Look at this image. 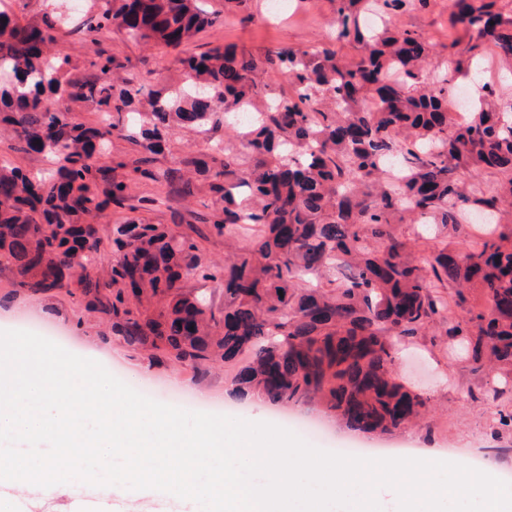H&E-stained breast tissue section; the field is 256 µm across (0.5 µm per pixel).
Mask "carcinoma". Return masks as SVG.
<instances>
[{"mask_svg":"<svg viewBox=\"0 0 512 512\" xmlns=\"http://www.w3.org/2000/svg\"><path fill=\"white\" fill-rule=\"evenodd\" d=\"M336 41L261 57L215 46L180 60L181 85L108 80L125 63L106 51L92 81L67 77L59 50L72 35L94 41L115 27L135 40L177 49L223 18L204 0H89L72 25L48 16L21 24L0 13V126L15 149L52 159L30 177L0 168V256L29 296L58 288L87 316L111 323L148 364L165 358L208 370H236V393L271 404L319 400L351 431L391 434L424 416L427 399L397 382L398 345L440 327L462 343L476 369L490 363L512 377V121L498 87L470 99L458 121L448 81L494 47L512 72V0H452V75L428 78L429 47L399 25L407 7L427 0H331ZM367 14L379 25L364 24ZM354 54H340L337 44ZM283 74L290 91L273 95L259 74ZM91 105L112 125L89 126L61 109ZM229 112L251 115L224 144L158 173L151 156L178 128H216ZM138 148L132 167L99 163L113 132ZM397 164L395 181L385 168ZM499 174L486 192L460 171ZM162 183L178 196L205 193L211 212L179 215L187 231L135 216L155 200L131 203L128 181ZM109 209L134 213L124 224H92ZM436 224L441 246L427 265L396 233L402 213ZM224 264L208 245H229ZM115 254L95 267L104 235ZM224 282V307L187 289L191 279ZM477 288L480 296L468 295Z\"/></svg>","mask_w":512,"mask_h":512,"instance_id":"1","label":"carcinoma"}]
</instances>
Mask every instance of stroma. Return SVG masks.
I'll return each instance as SVG.
<instances>
[{
    "instance_id": "obj_1",
    "label": "stroma",
    "mask_w": 512,
    "mask_h": 512,
    "mask_svg": "<svg viewBox=\"0 0 512 512\" xmlns=\"http://www.w3.org/2000/svg\"><path fill=\"white\" fill-rule=\"evenodd\" d=\"M271 0H208L211 9L221 12L223 26L197 33L189 42L172 50L163 45H145L118 31L102 32L91 42L72 37L63 46L70 59L68 75L89 80L96 72L90 63L97 52L105 50L127 65L131 76L177 84L183 79L174 64L175 55H191L221 44L256 55L283 48L309 49L325 41L331 33L332 6L329 0H284L279 13L270 10ZM450 0H429L426 8L409 9L400 16L404 28L421 33L431 45L430 66L445 69L449 60L448 16ZM223 129H179L170 136L162 152L156 155L157 170L178 167L187 153L200 151L202 144L223 142ZM134 196H155L146 221L172 223L175 214L202 210L201 199H182L175 195H156L151 182L131 183ZM82 309L76 298L57 290L40 298L15 294L12 275L0 265V331L20 329L23 320L37 318L61 330L63 347L78 356L95 360L103 367L118 366L124 375L136 374L154 386L190 394L206 392L213 404L223 406L226 416L249 422H274L280 415L291 418L288 430L308 439V422L323 423L327 441L352 440L367 448L385 449L390 458H419L429 452L439 460L451 457L479 461L481 472L494 477L512 473V430L500 426L499 410L512 409V381L487 372H476L464 351L453 348L447 336L425 334L406 343L398 353L395 372L405 388L429 397L431 411L423 425L398 431L383 438L376 434L353 432L339 424L315 401L288 408L261 399H239L233 392L234 372L215 367L197 372L190 367L162 360L148 364L113 336L110 324L81 322ZM8 495L14 512H71L70 500L93 496L114 500L117 512H190L191 503L169 498L156 490L133 492L130 497L112 496L109 488L75 483L70 498L58 503L44 502V490L36 486H12Z\"/></svg>"
}]
</instances>
